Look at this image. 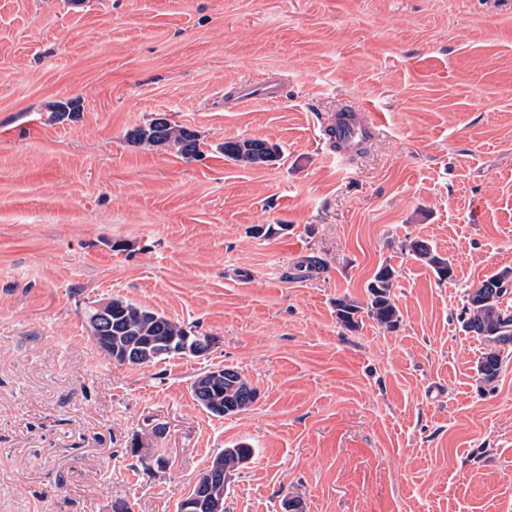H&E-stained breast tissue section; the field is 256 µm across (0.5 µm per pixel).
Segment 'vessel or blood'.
<instances>
[{
	"label": "vessel or blood",
	"mask_w": 512,
	"mask_h": 512,
	"mask_svg": "<svg viewBox=\"0 0 512 512\" xmlns=\"http://www.w3.org/2000/svg\"><path fill=\"white\" fill-rule=\"evenodd\" d=\"M282 95L281 83L268 77L239 89L236 102L243 105L255 97L275 102ZM380 125L377 115L362 108L342 107L326 113L321 123V134L329 157L342 163L348 161L377 133Z\"/></svg>",
	"instance_id": "b4317fda"
}]
</instances>
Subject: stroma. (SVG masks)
<instances>
[{
	"label": "stroma",
	"instance_id": "35a3bbf8",
	"mask_svg": "<svg viewBox=\"0 0 512 512\" xmlns=\"http://www.w3.org/2000/svg\"><path fill=\"white\" fill-rule=\"evenodd\" d=\"M267 76L280 101L235 106ZM348 102L384 128L339 165L320 118ZM158 113L200 157L128 142ZM252 138L282 159L219 151ZM384 264L399 327L345 330ZM506 267L512 0H0V512H176L240 442L224 512H512V359L482 386L459 322ZM114 297L216 343L114 363L85 321ZM222 365L258 398L216 417L191 386ZM219 149L225 160L234 163L271 165L277 163L281 157L277 145L259 139H228ZM402 248L416 260L432 266L440 280L445 281L454 277L453 265L449 258L442 257L428 241L409 237Z\"/></svg>",
	"mask_w": 512,
	"mask_h": 512
}]
</instances>
